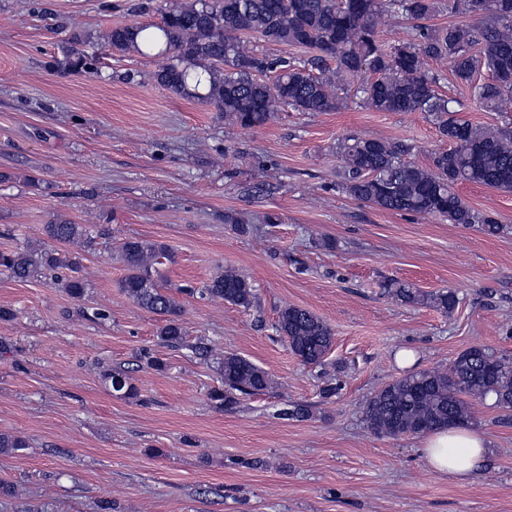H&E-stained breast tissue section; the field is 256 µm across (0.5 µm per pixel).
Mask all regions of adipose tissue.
<instances>
[{
	"label": "adipose tissue",
	"mask_w": 512,
	"mask_h": 512,
	"mask_svg": "<svg viewBox=\"0 0 512 512\" xmlns=\"http://www.w3.org/2000/svg\"><path fill=\"white\" fill-rule=\"evenodd\" d=\"M487 452L485 435L469 427L433 432L421 448L422 459L429 469L462 481L479 467Z\"/></svg>",
	"instance_id": "adipose-tissue-1"
}]
</instances>
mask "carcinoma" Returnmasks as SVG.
Here are the masks:
<instances>
[{
  "instance_id": "cac0c4a2",
  "label": "carcinoma",
  "mask_w": 512,
  "mask_h": 512,
  "mask_svg": "<svg viewBox=\"0 0 512 512\" xmlns=\"http://www.w3.org/2000/svg\"><path fill=\"white\" fill-rule=\"evenodd\" d=\"M454 14L478 16L475 28L450 25L432 29L419 24L440 7ZM394 13L415 23L408 38L387 43L378 18ZM275 44L315 49L318 55L293 62L268 59L244 47L243 36ZM103 41L114 51L136 52L164 59L154 73L156 83L180 96L202 99L224 113V120L242 128L260 127L275 114L332 112L338 99L334 78L374 75L353 88V96L375 112H424L448 150L432 156L429 169L407 160L414 145L380 138L352 137L340 147L341 188L349 196L379 209L436 215L450 224H476L488 236L502 226L466 204L456 193L461 183L512 191V127L474 125L458 116V100L437 91L441 75L426 68L429 60L448 63L468 86L471 100L482 108L499 109L512 99V0H187L165 12L158 23L124 22L107 30ZM487 79L476 80L480 71ZM274 74L273 80L261 75ZM44 235L73 243L86 235L81 224L60 220L43 226ZM125 275L119 288L140 307L164 316L159 343L176 348L184 343L181 305L155 279V266L173 260L164 244L128 238L117 246ZM79 258L61 257L49 249L13 247L0 250V271L24 281L43 272L76 300L83 297L84 279L75 275ZM390 295L403 304L428 305L448 312L457 304L452 291L425 293L396 281ZM197 293L221 299L245 311L256 302L252 283L226 270ZM276 332L301 362L323 364L333 343L330 327L307 309L284 305ZM224 388L210 392L211 401L231 409L239 394H258L271 385L268 373L234 353L222 361ZM113 392L137 397L130 371L102 374ZM494 398L495 406L512 410V361L487 349L469 347L448 368L423 369L396 378L369 398L365 419L374 433L387 437L424 435L461 427L472 420L467 399ZM287 420L309 417V409L287 404L278 410ZM26 447L24 439L0 433V453Z\"/></svg>"
}]
</instances>
